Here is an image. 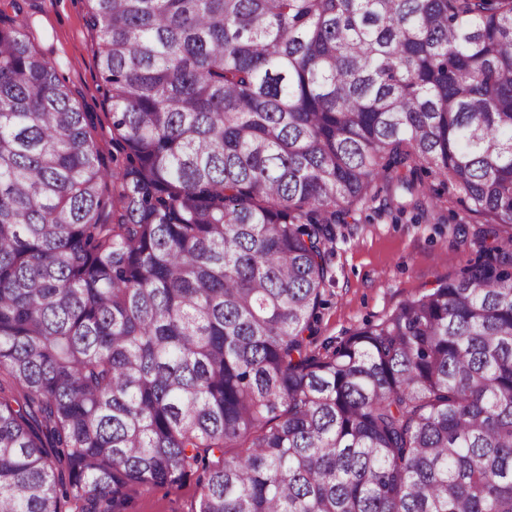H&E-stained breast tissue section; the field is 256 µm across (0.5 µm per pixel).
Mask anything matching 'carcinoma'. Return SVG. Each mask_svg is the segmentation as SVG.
Masks as SVG:
<instances>
[{
  "mask_svg": "<svg viewBox=\"0 0 512 512\" xmlns=\"http://www.w3.org/2000/svg\"><path fill=\"white\" fill-rule=\"evenodd\" d=\"M88 4L110 169L0 7V512H512L507 265L305 336L378 193L512 226V0ZM198 472L179 485L130 487L114 504L115 512H192L199 496Z\"/></svg>",
  "mask_w": 512,
  "mask_h": 512,
  "instance_id": "1",
  "label": "carcinoma"
}]
</instances>
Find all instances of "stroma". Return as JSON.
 Returning a JSON list of instances; mask_svg holds the SVG:
<instances>
[{
    "instance_id": "obj_1",
    "label": "stroma",
    "mask_w": 512,
    "mask_h": 512,
    "mask_svg": "<svg viewBox=\"0 0 512 512\" xmlns=\"http://www.w3.org/2000/svg\"><path fill=\"white\" fill-rule=\"evenodd\" d=\"M35 44L51 54L61 80L85 111L100 119L98 141L111 151V115L86 24V0H19ZM508 227H492L452 204L440 218L388 210L382 201L364 206L353 224L335 228L330 275L312 347H334L355 329L378 321L402 301L441 278H458L473 264L496 261L490 247ZM196 476L180 484L131 487L114 512H193Z\"/></svg>"
}]
</instances>
